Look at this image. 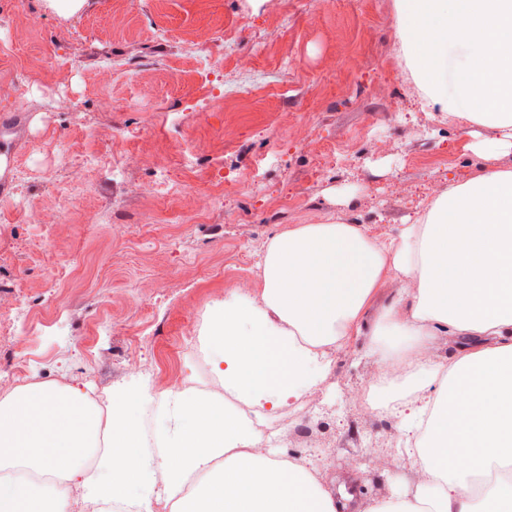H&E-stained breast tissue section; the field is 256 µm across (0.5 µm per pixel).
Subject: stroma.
Here are the masks:
<instances>
[{"label":"stroma","instance_id":"stroma-1","mask_svg":"<svg viewBox=\"0 0 512 512\" xmlns=\"http://www.w3.org/2000/svg\"><path fill=\"white\" fill-rule=\"evenodd\" d=\"M220 33L231 51L222 110L198 99L186 58L190 36ZM120 59L111 86L96 74ZM264 84L241 92L242 69ZM35 78L14 101L0 96V152L13 155L11 192L0 200V309L13 294L40 296L58 259L64 327L44 329L26 383L60 382L90 396L138 379L196 371L203 326L167 301L172 288L195 291L206 314L229 286L225 270L245 260L256 277L268 239L299 224L343 220L373 238L397 236L449 182L484 168H512V153L487 160L473 148L492 130L423 106L400 58L395 0H30L0 28V76ZM74 97V112H52L44 84ZM196 153L182 166L179 140ZM90 152L126 160L120 188L83 166ZM194 187L222 181V204L190 235L197 200L149 191L155 166ZM82 194L56 226V250H38L35 211H59L73 187ZM154 296L153 316L136 304ZM350 336L334 356L306 424L309 441L270 440L311 460L332 494L364 486L351 512H368L394 487L414 493L402 419L393 408L409 378L384 387L376 414L354 396L383 367Z\"/></svg>","mask_w":512,"mask_h":512}]
</instances>
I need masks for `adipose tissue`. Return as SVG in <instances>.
<instances>
[{
	"instance_id": "adipose-tissue-1",
	"label": "adipose tissue",
	"mask_w": 512,
	"mask_h": 512,
	"mask_svg": "<svg viewBox=\"0 0 512 512\" xmlns=\"http://www.w3.org/2000/svg\"><path fill=\"white\" fill-rule=\"evenodd\" d=\"M405 67L427 105L494 130L480 152H512V0H395ZM254 294L243 283L209 309L207 348L225 395L185 387L113 389L108 410L60 383L0 397V512H71L68 490L148 512H345L315 467L258 447L242 406L278 410L319 390L332 351L364 330L366 354L413 369L405 420L427 414L409 449L414 496L391 492L370 512H512V480L475 478L512 461V170L449 183L399 236L373 239L343 221L301 224L267 242ZM454 343L447 360L436 353ZM150 414L152 455L137 451Z\"/></svg>"
}]
</instances>
